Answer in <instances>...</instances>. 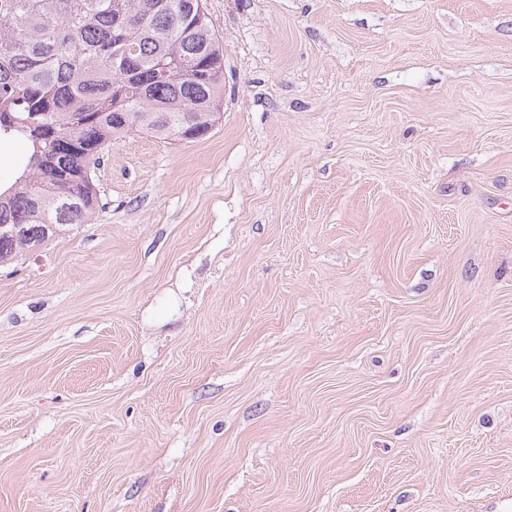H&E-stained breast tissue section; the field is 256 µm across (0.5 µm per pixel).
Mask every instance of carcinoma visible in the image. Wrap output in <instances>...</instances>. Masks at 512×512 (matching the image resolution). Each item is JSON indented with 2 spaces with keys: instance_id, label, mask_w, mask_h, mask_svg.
<instances>
[{
  "instance_id": "cac0c4a2",
  "label": "carcinoma",
  "mask_w": 512,
  "mask_h": 512,
  "mask_svg": "<svg viewBox=\"0 0 512 512\" xmlns=\"http://www.w3.org/2000/svg\"><path fill=\"white\" fill-rule=\"evenodd\" d=\"M224 51L199 0H0V139L21 151L0 184V267L86 224L93 172L136 115L167 139L213 128Z\"/></svg>"
}]
</instances>
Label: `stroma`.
I'll list each match as a JSON object with an SVG mask.
<instances>
[{
  "label": "stroma",
  "instance_id": "obj_1",
  "mask_svg": "<svg viewBox=\"0 0 512 512\" xmlns=\"http://www.w3.org/2000/svg\"><path fill=\"white\" fill-rule=\"evenodd\" d=\"M203 3L218 123L0 268V512H512V0Z\"/></svg>",
  "mask_w": 512,
  "mask_h": 512
}]
</instances>
